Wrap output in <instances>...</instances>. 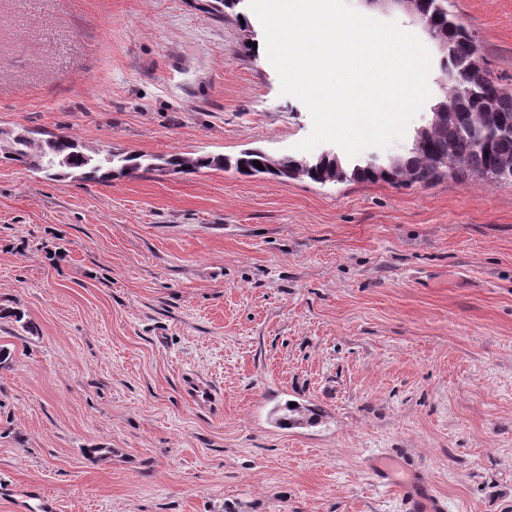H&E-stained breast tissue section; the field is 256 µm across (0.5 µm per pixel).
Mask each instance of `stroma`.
<instances>
[{
	"mask_svg": "<svg viewBox=\"0 0 512 512\" xmlns=\"http://www.w3.org/2000/svg\"><path fill=\"white\" fill-rule=\"evenodd\" d=\"M512 91V0H448ZM207 0H0V130L295 153L312 129ZM0 512H512V185L47 178L0 162ZM208 400L194 397L196 387ZM320 408L281 426L285 402ZM100 447L109 454L93 459ZM406 512H444L441 502L429 493L406 491Z\"/></svg>",
	"mask_w": 512,
	"mask_h": 512,
	"instance_id": "35a3bbf8",
	"label": "stroma"
}]
</instances>
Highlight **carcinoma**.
<instances>
[{
  "label": "carcinoma",
  "instance_id": "cac0c4a2",
  "mask_svg": "<svg viewBox=\"0 0 512 512\" xmlns=\"http://www.w3.org/2000/svg\"><path fill=\"white\" fill-rule=\"evenodd\" d=\"M415 8L428 19L436 37L448 41L447 61L439 64L446 76L447 119L392 167L380 158L355 163L329 159L315 168L302 169L291 159L266 157L254 150L241 154L235 168L253 175L258 172L280 179L306 176L316 182L340 169L339 180L383 181L391 184L431 185L443 178L458 181L487 180L486 173L502 159H512V92L486 77L478 83L470 72L472 36L448 14L447 0H415ZM0 157L44 173L49 178L70 177L107 182L114 176L140 173H191L203 168L222 169V156H187L181 153L152 155L123 150L88 152L66 135L50 134L39 140L25 130L0 142ZM258 161L263 169L253 162Z\"/></svg>",
  "mask_w": 512,
  "mask_h": 512
}]
</instances>
